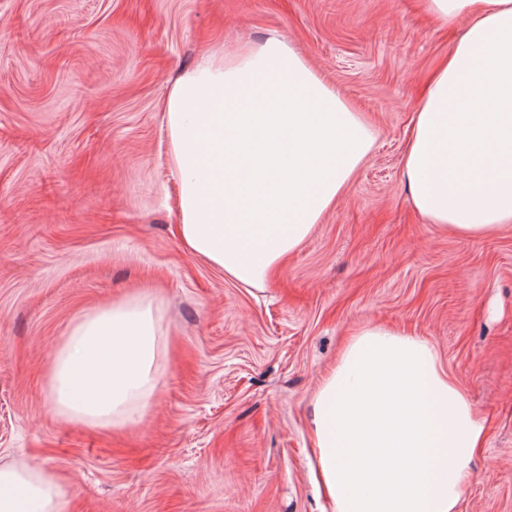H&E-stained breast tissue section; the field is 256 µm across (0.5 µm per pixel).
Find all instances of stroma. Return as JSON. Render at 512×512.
I'll return each mask as SVG.
<instances>
[{
    "label": "stroma",
    "instance_id": "stroma-1",
    "mask_svg": "<svg viewBox=\"0 0 512 512\" xmlns=\"http://www.w3.org/2000/svg\"><path fill=\"white\" fill-rule=\"evenodd\" d=\"M462 27L429 23L420 0H0V466L54 471L72 512H325L310 400L373 324L427 339L483 422L458 512H512V228L438 231L403 172L425 79ZM270 32L376 143L256 289L181 243L162 102L213 45ZM144 290L167 334L146 416L56 418L72 324Z\"/></svg>",
    "mask_w": 512,
    "mask_h": 512
}]
</instances>
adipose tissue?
<instances>
[{"label":"adipose tissue","instance_id":"ef3b65f1","mask_svg":"<svg viewBox=\"0 0 512 512\" xmlns=\"http://www.w3.org/2000/svg\"><path fill=\"white\" fill-rule=\"evenodd\" d=\"M468 26L429 78L404 154L411 202L465 238L512 224V0H423ZM178 233L244 287L268 276L345 191L375 137L284 37L210 51L162 103ZM163 299L84 315L52 367L56 415L100 428L144 416L167 353ZM315 478L332 512H457L483 425L425 338L366 326L312 398ZM0 512H70L57 477L0 467Z\"/></svg>","mask_w":512,"mask_h":512}]
</instances>
